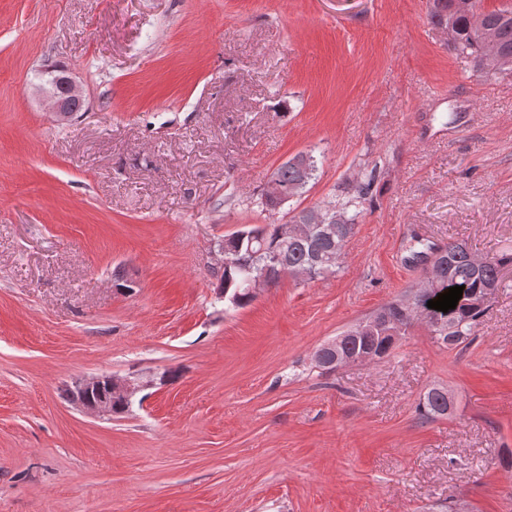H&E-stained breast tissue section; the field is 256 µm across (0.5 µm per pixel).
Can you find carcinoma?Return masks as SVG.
Returning <instances> with one entry per match:
<instances>
[{"label": "carcinoma", "instance_id": "1", "mask_svg": "<svg viewBox=\"0 0 512 512\" xmlns=\"http://www.w3.org/2000/svg\"><path fill=\"white\" fill-rule=\"evenodd\" d=\"M479 13L478 0H472L469 11L455 7V0H431L430 22L447 31L448 39L460 54L474 60L479 69L490 71L496 59L490 57L478 34L473 18ZM485 24L493 29L503 57L512 59V10L498 9L482 13ZM318 161L309 155L308 164L293 158L281 165L274 176L284 193L300 195L308 182L315 176ZM370 184H359L348 194L346 200L326 211L318 208L304 209L292 216L296 224H316L317 232L310 237H284L279 224L248 225L242 232L256 240L242 245L235 242L236 234L224 239L228 249L224 267L216 272L224 301L234 308L245 307L255 300L248 292V280L258 273H266L268 284L275 285L285 276L293 275L296 269L310 271L309 279L333 273L338 267L339 258L353 233L356 219L364 210ZM476 254L465 244L450 242L439 249L433 258V266L440 267L441 283L430 293L418 285L410 294L390 302L366 318L371 328L356 339H346L341 346L345 355L356 351L370 350L378 358L392 353L396 342L391 338V330L399 327L406 336L416 324L409 312L408 303L420 306L428 314L444 321L449 329L450 340L445 347H457L465 343L475 333L483 317L489 310L491 298L479 301L485 289L498 288L502 271L512 266V252L509 250L482 256V262L474 261ZM455 285L464 287L462 298L456 308L443 313L427 307V302L438 299V294L448 291ZM419 414L431 419L448 414V397L440 388L429 389L418 404Z\"/></svg>", "mask_w": 512, "mask_h": 512}]
</instances>
